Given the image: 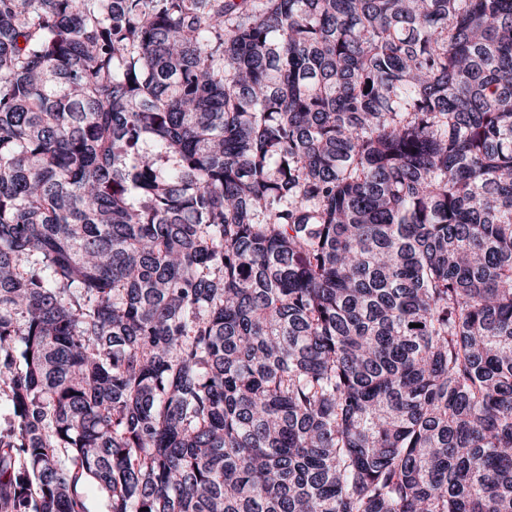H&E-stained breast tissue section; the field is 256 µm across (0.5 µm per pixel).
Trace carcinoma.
Returning a JSON list of instances; mask_svg holds the SVG:
<instances>
[{
	"label": "carcinoma",
	"mask_w": 512,
	"mask_h": 512,
	"mask_svg": "<svg viewBox=\"0 0 512 512\" xmlns=\"http://www.w3.org/2000/svg\"><path fill=\"white\" fill-rule=\"evenodd\" d=\"M2 397L4 512H512V0H0Z\"/></svg>",
	"instance_id": "carcinoma-1"
}]
</instances>
